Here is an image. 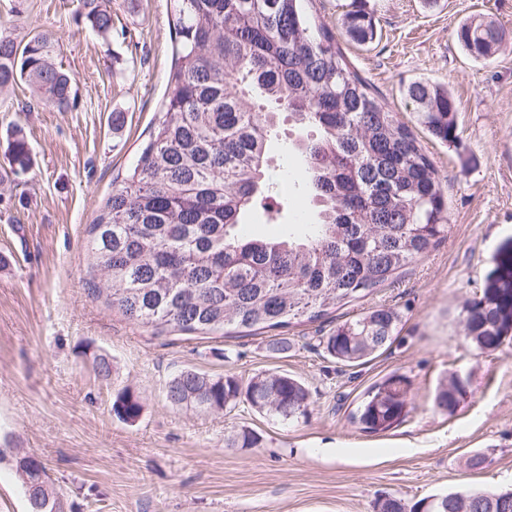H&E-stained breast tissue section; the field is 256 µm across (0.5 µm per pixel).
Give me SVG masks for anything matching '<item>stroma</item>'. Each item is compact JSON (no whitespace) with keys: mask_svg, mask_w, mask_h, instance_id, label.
Listing matches in <instances>:
<instances>
[{"mask_svg":"<svg viewBox=\"0 0 512 512\" xmlns=\"http://www.w3.org/2000/svg\"><path fill=\"white\" fill-rule=\"evenodd\" d=\"M357 6L375 18L372 41L342 26ZM109 7L105 39L84 25L83 0H0V30L52 31L78 87L64 112L32 102L24 85L0 92V512H27L13 468L24 455L44 462L61 512H373L386 495L411 504L512 488V342L479 351L461 324L497 247L512 237V0H314L351 70L432 159L448 232L394 282L331 309L324 325L288 328L284 354L271 351L270 333L158 334L89 297V226L147 139L171 65L167 0ZM475 16L505 35L487 61L456 39ZM415 81L453 94L455 142L421 123L405 95ZM17 135L32 162L15 176L5 156ZM299 140L283 119L267 170L293 206L306 199ZM375 306L401 316L390 348L353 365L327 355L319 328ZM97 354L111 363L108 378L92 370ZM187 368L242 381L290 374L309 390L308 414L288 422L245 402L219 413L173 405L166 385ZM394 373L412 382L407 416L387 432H364L353 412ZM457 376L468 383L465 399L438 407L437 390ZM125 388L143 403L133 422L112 410ZM245 428L256 447L233 445ZM476 454L486 461L473 468Z\"/></svg>","mask_w":512,"mask_h":512,"instance_id":"stroma-1","label":"stroma"}]
</instances>
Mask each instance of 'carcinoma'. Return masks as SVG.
<instances>
[{
	"label": "carcinoma",
	"instance_id": "1",
	"mask_svg": "<svg viewBox=\"0 0 512 512\" xmlns=\"http://www.w3.org/2000/svg\"><path fill=\"white\" fill-rule=\"evenodd\" d=\"M172 63L153 128L132 170L112 183L89 227L93 268L101 281L90 296L106 297L129 320L158 333L248 336L316 322L336 305L362 298L401 275L447 232L437 170L412 132L377 102L352 72L336 37L309 14L304 0H169ZM84 18L107 37L112 13L85 0ZM354 39L375 35L363 9L344 15ZM459 44L475 59L495 56L500 28L484 19L462 23ZM53 35L18 38L0 30V89L25 83L39 103L65 110L75 78L57 61ZM421 122L436 138L456 141L457 104L448 88L416 81L406 89ZM310 131L302 145L301 188L317 211L314 224H285L277 238L244 232L255 210L288 215L266 176L280 115ZM9 164L31 165L22 137ZM399 313L372 307L336 324L320 339L325 352L358 363L395 340ZM464 332L482 351L512 338V238L498 247L481 296L465 307ZM411 381L392 374L371 387L355 419L385 432L402 421ZM467 394L453 380L436 404L453 409ZM168 400L203 412L241 402L282 421L308 413L310 393L298 379L262 371L245 384L184 369L169 382ZM113 411L125 421L143 404L129 389ZM28 512H54L56 500L38 458L16 460ZM483 512L512 489L480 490Z\"/></svg>",
	"mask_w": 512,
	"mask_h": 512
}]
</instances>
